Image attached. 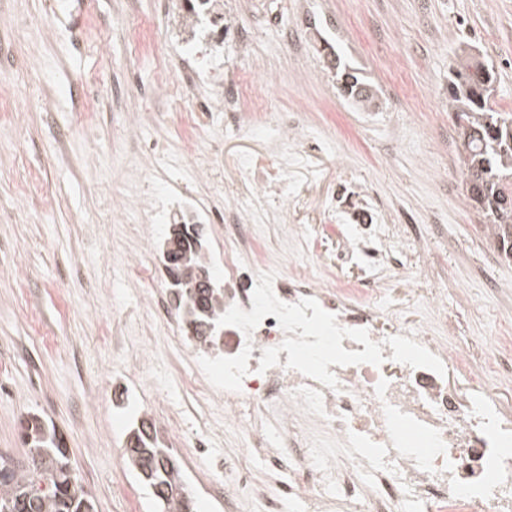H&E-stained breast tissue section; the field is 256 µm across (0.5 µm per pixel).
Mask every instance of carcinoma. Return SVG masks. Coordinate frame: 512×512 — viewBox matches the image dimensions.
<instances>
[{"instance_id":"obj_1","label":"carcinoma","mask_w":512,"mask_h":512,"mask_svg":"<svg viewBox=\"0 0 512 512\" xmlns=\"http://www.w3.org/2000/svg\"><path fill=\"white\" fill-rule=\"evenodd\" d=\"M329 69L336 72L337 88L347 99H354L365 85L357 71L342 54L327 43L322 48ZM497 72L493 65L470 56L461 59L448 72V105L454 112V126L464 150L458 152L461 171H469L475 180L463 183L465 197L491 226L498 251L512 258V113L492 103ZM204 241L199 249H190L173 265L181 277H189L195 268H208ZM175 302L184 316V330L194 342L205 347L218 338L207 329L224 314V293L202 289L190 293L181 283L171 282ZM20 439L28 448L31 467L18 470L0 455V512H93L88 494L71 484L66 445L56 429L48 428L35 412L19 421ZM126 462L149 487L180 486L183 478L177 460L160 439L152 424L141 421L127 433ZM160 512H193L191 500L173 496L157 500Z\"/></svg>"}]
</instances>
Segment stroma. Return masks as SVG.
<instances>
[{"label": "stroma", "mask_w": 512, "mask_h": 512, "mask_svg": "<svg viewBox=\"0 0 512 512\" xmlns=\"http://www.w3.org/2000/svg\"><path fill=\"white\" fill-rule=\"evenodd\" d=\"M156 0H0V55L24 64L0 68V453L30 465L18 433L26 412L61 432L69 461L94 512H154L149 489L124 456L132 416L152 418L177 457L198 512H222L212 499L224 481V413L187 392L172 368L168 331L150 305L166 291V225L148 223L140 196L171 192L204 208L247 209L256 192L241 157L273 159L281 112L300 106L304 129L325 139L304 154L289 193L308 206L307 233L288 253L293 272L327 263L336 248L320 202L348 180L393 224L442 214L447 238L427 242L425 261L448 291L455 328L449 345L477 336L512 351V261L498 260V288L478 273L491 244L464 198L448 106V70L468 51L494 65L493 99L512 111V0H223L224 22L250 42L223 55L181 39L178 9ZM337 45L376 90L381 107L343 98L317 53ZM206 57L200 84L241 82L258 63L253 90L261 112L238 126L214 109L194 130L183 103L141 109L137 86L157 82L159 66L181 77L185 61ZM132 79L126 108L76 125V94L112 99L114 76ZM194 138L195 152L186 149ZM151 267L132 277L126 256ZM202 443L204 452L186 455Z\"/></svg>", "instance_id": "obj_1"}]
</instances>
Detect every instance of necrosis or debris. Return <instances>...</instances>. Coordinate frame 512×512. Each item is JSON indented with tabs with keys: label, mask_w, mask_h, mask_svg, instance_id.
<instances>
[{
	"label": "necrosis or debris",
	"mask_w": 512,
	"mask_h": 512,
	"mask_svg": "<svg viewBox=\"0 0 512 512\" xmlns=\"http://www.w3.org/2000/svg\"><path fill=\"white\" fill-rule=\"evenodd\" d=\"M299 155L281 152L273 163L255 167L250 157L239 165L252 171L258 198L282 194ZM341 235L335 255L338 270L361 272L356 293L324 287L318 280L270 266L254 249L261 218L237 213L224 231V305L251 311L257 276L274 272L278 299L295 303L313 298L334 314L341 327L363 328L381 343L380 365L331 366L338 386L287 368L280 345L286 334L276 316H265L251 334L224 328V354L253 350L240 391L215 388L203 372L187 386L224 405V427L239 438L224 457V512H242L247 500H260L264 512H283L297 500L303 512H512V410L450 389L447 376L394 361L389 337L417 341L450 370L469 357L470 343L449 349L445 291L429 288L424 297L428 321L413 326L396 312L380 313L374 297L385 287L382 274H406L410 251L420 240L443 234L441 218L428 224H390L368 205L359 189L342 183L322 202ZM279 348L278 365L260 371L265 349ZM287 470L288 480L268 486L250 463Z\"/></svg>",
	"instance_id": "obj_1"
}]
</instances>
